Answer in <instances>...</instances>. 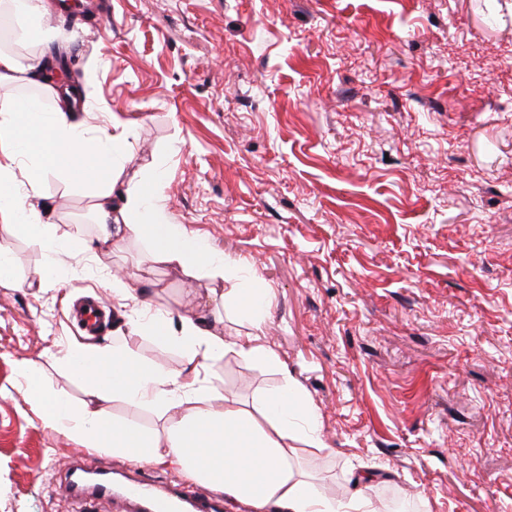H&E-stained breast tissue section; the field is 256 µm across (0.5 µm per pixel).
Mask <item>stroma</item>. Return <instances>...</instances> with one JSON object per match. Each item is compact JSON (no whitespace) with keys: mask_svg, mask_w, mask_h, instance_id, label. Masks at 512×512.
Masks as SVG:
<instances>
[{"mask_svg":"<svg viewBox=\"0 0 512 512\" xmlns=\"http://www.w3.org/2000/svg\"><path fill=\"white\" fill-rule=\"evenodd\" d=\"M50 0L46 75L67 72L97 112L132 123L121 178L165 173L171 223L249 269L275 303L264 332L281 371L226 355L245 404L293 380L326 451L298 462L319 489L385 512H512V0ZM41 220L78 232L46 260L0 220L15 282L0 286V512H68L76 454L111 452L46 428L16 365L72 405L58 362L79 297L126 333L139 306L108 283L143 240L94 261L84 188L43 181ZM155 302L211 317L207 282L155 267Z\"/></svg>","mask_w":512,"mask_h":512,"instance_id":"1","label":"stroma"}]
</instances>
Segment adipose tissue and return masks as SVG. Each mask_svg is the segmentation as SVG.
<instances>
[{
  "instance_id": "obj_1",
  "label": "adipose tissue",
  "mask_w": 512,
  "mask_h": 512,
  "mask_svg": "<svg viewBox=\"0 0 512 512\" xmlns=\"http://www.w3.org/2000/svg\"><path fill=\"white\" fill-rule=\"evenodd\" d=\"M131 135L123 125L97 135L84 124L69 122L61 110L48 112L38 101L0 96V143L6 144L8 158L0 163V215L18 224L44 253L55 254L67 237L55 226L40 223L16 184L11 164L22 161L38 177L83 185L98 224L97 246L146 240L149 264L209 280L215 286L211 299L241 303L255 325H262L273 303L271 291L241 287L244 272L238 264L170 223L161 172L144 184L121 182L112 158L126 153ZM130 327L178 349L180 366L150 361L128 342L71 344L61 361L86 381L87 398L77 409L64 398L42 392L33 364H19L17 371L45 426L135 463L170 465L244 504L249 512H379L361 496L326 495L297 466V442L319 449L324 442L320 414L294 382L285 381L279 392L253 409L214 382L217 362L229 353L280 367L276 350L259 334L228 341L204 320L175 318L148 302ZM110 398L155 410L166 422L163 431L147 432L110 416L103 407Z\"/></svg>"
}]
</instances>
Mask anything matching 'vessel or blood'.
I'll use <instances>...</instances> for the list:
<instances>
[{"mask_svg": "<svg viewBox=\"0 0 512 512\" xmlns=\"http://www.w3.org/2000/svg\"><path fill=\"white\" fill-rule=\"evenodd\" d=\"M87 469L80 458L65 467V493L70 512L94 505L98 512H223L220 494L201 490L176 479L156 481L131 478L124 467L97 470L95 481H84Z\"/></svg>", "mask_w": 512, "mask_h": 512, "instance_id": "obj_1", "label": "vessel or blood"}]
</instances>
